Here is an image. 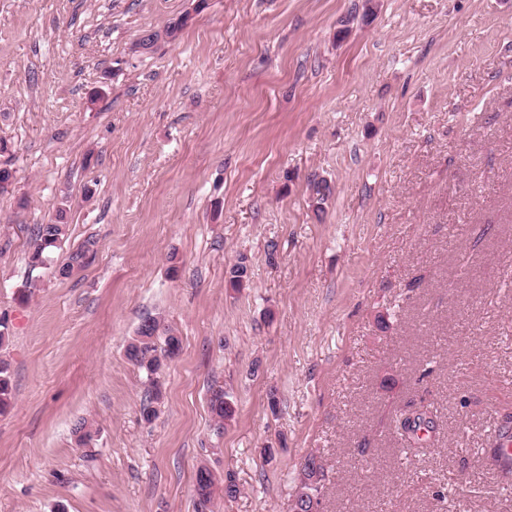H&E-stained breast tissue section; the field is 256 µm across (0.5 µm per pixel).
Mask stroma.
<instances>
[{
    "mask_svg": "<svg viewBox=\"0 0 512 512\" xmlns=\"http://www.w3.org/2000/svg\"><path fill=\"white\" fill-rule=\"evenodd\" d=\"M373 6L0 0V512H197L203 465L208 512H292L312 454L324 512H512L476 461L512 413V0ZM148 317L181 342L153 385L125 354ZM64 218V212L60 210L54 222L40 224L33 230L30 243V261L33 265L43 264L48 254L57 248L65 237L68 224ZM210 408L219 428L223 426L224 421L232 419L235 411L232 402L228 400V395L224 393L223 389L212 391ZM428 419V420H427ZM431 420L426 412H420L414 416H406L394 421V431L410 445L416 439H420L419 432H427L430 429Z\"/></svg>",
    "mask_w": 512,
    "mask_h": 512,
    "instance_id": "35a3bbf8",
    "label": "stroma"
}]
</instances>
